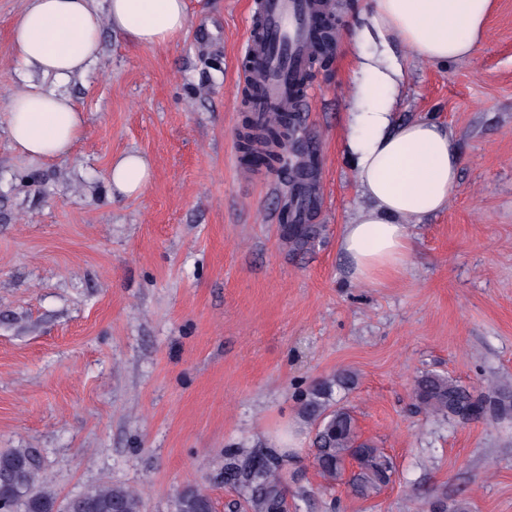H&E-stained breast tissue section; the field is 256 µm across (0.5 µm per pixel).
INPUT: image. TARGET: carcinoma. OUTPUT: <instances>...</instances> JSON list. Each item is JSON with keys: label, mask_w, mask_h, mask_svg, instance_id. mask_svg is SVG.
I'll return each instance as SVG.
<instances>
[{"label": "carcinoma", "mask_w": 512, "mask_h": 512, "mask_svg": "<svg viewBox=\"0 0 512 512\" xmlns=\"http://www.w3.org/2000/svg\"><path fill=\"white\" fill-rule=\"evenodd\" d=\"M292 119L277 113L265 125L247 123L242 134L245 152L277 161L280 156L267 149L269 145L284 147L290 138ZM285 236L295 249L308 245L314 238L313 224L286 223ZM355 376L341 372L318 381L308 389L303 412L315 425L316 453L314 465L326 481L325 489L343 476L346 465L353 462L358 472L349 480L360 496L380 491L391 482L395 466L390 457L372 442L359 436L351 412L332 406L335 390H348ZM413 398L416 407L434 417L469 422L487 416L506 417L512 412V388L500 385L487 394H477L458 381L434 372H426L415 381ZM285 458L269 452L251 456L238 464L229 458L224 466L230 480H236L250 492L254 512H288L286 499ZM139 493L118 485L102 484L58 504L54 491L39 473L29 450L15 448L0 452V512H142ZM174 512H212L210 498L194 486L184 488L173 502Z\"/></svg>", "instance_id": "carcinoma-1"}]
</instances>
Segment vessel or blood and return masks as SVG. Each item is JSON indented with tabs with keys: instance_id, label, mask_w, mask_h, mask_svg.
<instances>
[{
	"instance_id": "obj_1",
	"label": "vessel or blood",
	"mask_w": 512,
	"mask_h": 512,
	"mask_svg": "<svg viewBox=\"0 0 512 512\" xmlns=\"http://www.w3.org/2000/svg\"><path fill=\"white\" fill-rule=\"evenodd\" d=\"M323 0H258L245 76L254 95L247 105L254 122L276 112L298 111L306 94L303 79L314 61L313 46Z\"/></svg>"
}]
</instances>
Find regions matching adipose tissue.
Instances as JSON below:
<instances>
[{"label":"adipose tissue","mask_w":512,"mask_h":512,"mask_svg":"<svg viewBox=\"0 0 512 512\" xmlns=\"http://www.w3.org/2000/svg\"><path fill=\"white\" fill-rule=\"evenodd\" d=\"M495 0H372L370 22L380 38L398 37L417 57L448 62L471 57L483 39ZM136 45H169L188 29L185 0H28L12 25L9 50L26 68L58 81L84 73L100 51L102 28ZM372 105L355 113L347 138L364 199L345 224L339 246L356 281L400 276L413 252L411 221L445 209L454 193L460 151L448 127L429 119L394 123L389 95L399 66L369 65ZM8 136L31 159L68 155L83 126L71 100L31 83L7 104ZM152 172L139 155L113 161L110 182L121 194L143 191Z\"/></svg>","instance_id":"obj_1"}]
</instances>
